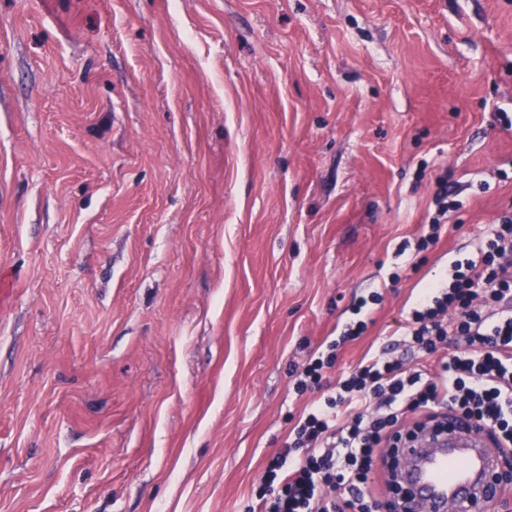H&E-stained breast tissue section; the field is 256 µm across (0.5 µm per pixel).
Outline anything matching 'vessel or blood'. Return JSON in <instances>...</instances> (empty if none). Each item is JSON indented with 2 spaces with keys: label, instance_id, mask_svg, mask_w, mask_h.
<instances>
[{
  "label": "vessel or blood",
  "instance_id": "vessel-or-blood-1",
  "mask_svg": "<svg viewBox=\"0 0 512 512\" xmlns=\"http://www.w3.org/2000/svg\"><path fill=\"white\" fill-rule=\"evenodd\" d=\"M413 456L408 474L411 512L425 499L438 506L451 498L484 494L483 477L496 462L483 432L463 424L452 428L447 446L434 451L418 449Z\"/></svg>",
  "mask_w": 512,
  "mask_h": 512
}]
</instances>
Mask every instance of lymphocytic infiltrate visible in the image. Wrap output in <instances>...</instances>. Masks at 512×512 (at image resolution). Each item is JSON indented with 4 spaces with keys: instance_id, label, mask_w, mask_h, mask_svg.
I'll return each instance as SVG.
<instances>
[{
    "instance_id": "obj_1",
    "label": "lymphocytic infiltrate",
    "mask_w": 512,
    "mask_h": 512,
    "mask_svg": "<svg viewBox=\"0 0 512 512\" xmlns=\"http://www.w3.org/2000/svg\"><path fill=\"white\" fill-rule=\"evenodd\" d=\"M404 338L434 365L361 360L294 427L304 456L287 471L269 461L264 481L280 490L257 512H380L374 462L410 415L442 430L452 417L477 424L512 458V218L422 289Z\"/></svg>"
}]
</instances>
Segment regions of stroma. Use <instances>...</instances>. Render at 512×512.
Wrapping results in <instances>:
<instances>
[{
	"label": "stroma",
	"mask_w": 512,
	"mask_h": 512,
	"mask_svg": "<svg viewBox=\"0 0 512 512\" xmlns=\"http://www.w3.org/2000/svg\"><path fill=\"white\" fill-rule=\"evenodd\" d=\"M502 111L512 0H0V512H244L364 356L423 363L512 215ZM436 183L438 185V191L435 196V204L437 206L436 216L432 217L428 226V230L423 235L419 242L420 248H427L429 244H435L440 238V230L442 226L439 217L444 216L448 213V209L453 207V204L448 203V185L442 178H437ZM333 358V355H329L324 359L322 354H318L313 359L311 358L310 362L299 374V379L296 383L297 390L303 392L307 388L319 387L323 378V371L332 366Z\"/></svg>",
	"instance_id": "stroma-1"
}]
</instances>
